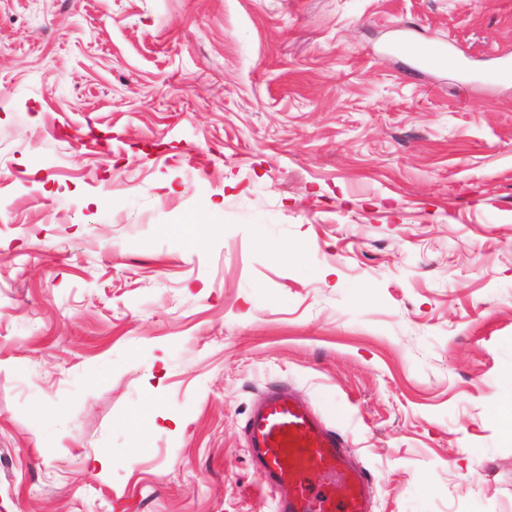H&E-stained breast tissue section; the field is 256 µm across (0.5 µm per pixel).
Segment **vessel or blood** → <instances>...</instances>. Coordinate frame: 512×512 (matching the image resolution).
I'll list each match as a JSON object with an SVG mask.
<instances>
[{
  "label": "vessel or blood",
  "mask_w": 512,
  "mask_h": 512,
  "mask_svg": "<svg viewBox=\"0 0 512 512\" xmlns=\"http://www.w3.org/2000/svg\"><path fill=\"white\" fill-rule=\"evenodd\" d=\"M253 462L288 489L275 512H370L372 482L354 466L344 441L294 391L268 389L246 421ZM320 472V484L309 480Z\"/></svg>",
  "instance_id": "vessel-or-blood-1"
}]
</instances>
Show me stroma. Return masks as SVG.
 Returning a JSON list of instances; mask_svg holds the SVG:
<instances>
[{
    "instance_id": "obj_1",
    "label": "stroma",
    "mask_w": 512,
    "mask_h": 512,
    "mask_svg": "<svg viewBox=\"0 0 512 512\" xmlns=\"http://www.w3.org/2000/svg\"><path fill=\"white\" fill-rule=\"evenodd\" d=\"M504 56L512 0H0V512H273L276 386L372 512H512Z\"/></svg>"
}]
</instances>
